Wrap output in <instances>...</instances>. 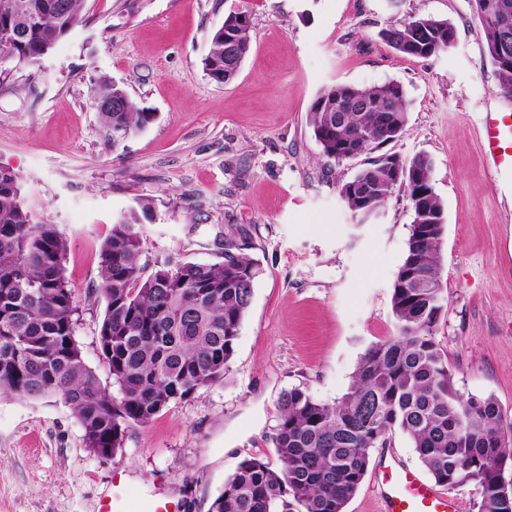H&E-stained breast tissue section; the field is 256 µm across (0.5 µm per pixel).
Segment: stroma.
Returning <instances> with one entry per match:
<instances>
[{"label":"stroma","instance_id":"stroma-1","mask_svg":"<svg viewBox=\"0 0 512 512\" xmlns=\"http://www.w3.org/2000/svg\"><path fill=\"white\" fill-rule=\"evenodd\" d=\"M250 16L252 50L228 84L203 59L229 13ZM84 26L39 69L0 74V168L19 177L33 222L67 241L65 274L78 310L75 338L103 386L98 345L105 301L99 250L113 219L153 202L139 227L149 260L221 261L247 248L261 274L222 380L129 431L98 459L61 398L0 397V512H96L121 479L125 512L157 495L180 512H209L241 460L276 461L277 400L297 387L331 403L346 393L372 342L394 335L391 289L412 220L395 189L373 223L356 225L339 195L359 160L323 156L309 107L332 83L398 81L407 131L390 152L431 156L445 211L435 333L464 396L495 398L512 434V185L483 153L481 117L512 112L483 51L473 0H84ZM450 19V51L399 55L382 28L413 16ZM108 76L151 112L114 140L89 100ZM427 471L407 438L374 448L346 512H381L374 486L384 458Z\"/></svg>","mask_w":512,"mask_h":512}]
</instances>
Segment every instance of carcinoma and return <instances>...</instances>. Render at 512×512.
<instances>
[{
    "label": "carcinoma",
    "mask_w": 512,
    "mask_h": 512,
    "mask_svg": "<svg viewBox=\"0 0 512 512\" xmlns=\"http://www.w3.org/2000/svg\"><path fill=\"white\" fill-rule=\"evenodd\" d=\"M498 89L512 90V0H475ZM82 0H0V54L18 65L40 66L55 45L82 22ZM23 37H14L20 18ZM251 25L230 13L211 35L203 68L215 82L235 79L252 48ZM242 44L229 56V38ZM401 55L428 59L452 48L447 18L412 16L380 30ZM89 99L101 123L127 137L153 115L137 108L106 76ZM402 85L336 83L324 87L309 111L322 154L340 163L365 156L339 187L359 224L373 220L395 189L412 205L405 255L391 291L396 333L361 355L348 391L335 403L292 388L278 397L273 437L279 466L243 459L224 482L211 512H345L367 474L372 449L406 436L435 483L454 489L474 482L478 512H512L502 472L512 448L501 444L503 413L491 396L465 398L455 387L435 330L444 309L440 283L444 208L432 181V158L405 161L386 151L408 124ZM400 169L401 179L393 177ZM117 216L99 252L105 300L98 343L112 375L102 386L75 340L76 293L65 276V238L54 224L34 223L18 176L0 169V396H59L76 418L88 448L124 447L128 431L146 426L170 404L193 397L224 376L260 273L246 252L224 251V261L201 264L144 258L137 230L152 214Z\"/></svg>",
    "instance_id": "1"
}]
</instances>
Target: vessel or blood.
Wrapping results in <instances>:
<instances>
[{"label":"vessel or blood","instance_id":"vessel-or-blood-1","mask_svg":"<svg viewBox=\"0 0 512 512\" xmlns=\"http://www.w3.org/2000/svg\"><path fill=\"white\" fill-rule=\"evenodd\" d=\"M481 130L483 152L491 168L512 179V113H485ZM377 484L383 512H462L457 497L439 491L393 459L380 466Z\"/></svg>","mask_w":512,"mask_h":512}]
</instances>
